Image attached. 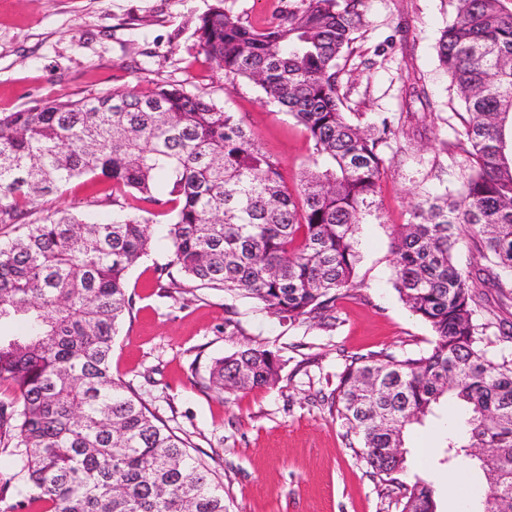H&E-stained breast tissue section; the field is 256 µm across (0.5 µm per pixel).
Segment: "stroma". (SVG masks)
Here are the masks:
<instances>
[{"label": "stroma", "instance_id": "obj_1", "mask_svg": "<svg viewBox=\"0 0 512 512\" xmlns=\"http://www.w3.org/2000/svg\"><path fill=\"white\" fill-rule=\"evenodd\" d=\"M211 3L0 0V113L167 81L241 114L295 185L310 153L302 127L255 85L225 78L194 46L195 24ZM452 12V0H372L353 54L340 63L350 110L402 114L403 130L402 151L386 160L380 180L383 216L359 229L357 286L338 300L335 326L288 327L240 299L244 332L225 335L223 293L201 290L183 301L157 288L155 269L170 259L162 239L128 273L133 313L114 340L112 374L191 439L223 483L227 512H396L394 496L349 448L325 398L349 356L430 346L429 326L392 287L393 227L407 222L418 193L461 184L458 168L439 151L462 109L434 50ZM409 74L434 108L413 94ZM110 191L108 182L76 179L39 201L38 214H83L94 200L93 210L108 215ZM254 341L281 356L279 382L218 396L209 383L212 362ZM442 434L438 419L408 433L403 479L431 481L438 512H480L485 480L477 467L468 468L456 496L448 494L453 469L440 462Z\"/></svg>", "mask_w": 512, "mask_h": 512}]
</instances>
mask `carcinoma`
I'll list each match as a JSON object with an SVG mask.
<instances>
[{"instance_id": "cac0c4a2", "label": "carcinoma", "mask_w": 512, "mask_h": 512, "mask_svg": "<svg viewBox=\"0 0 512 512\" xmlns=\"http://www.w3.org/2000/svg\"><path fill=\"white\" fill-rule=\"evenodd\" d=\"M369 0H298L261 27L214 0L192 36L224 76L255 84L304 129L310 157L295 190L243 116L174 84L135 87L0 114V447L13 458L0 502L44 512H225L224 490L188 441L112 376V342L132 313L127 275L148 255L153 220L124 213L136 193L167 217L171 260L157 280L186 293L254 301L280 323L336 324L354 286L356 236L379 213L384 153L402 117L345 111L339 61L352 55ZM465 110L454 141L461 189L417 196L397 225L392 287L433 333L425 352L381 350L346 360L329 410L349 445L384 482L406 470L408 432L461 411L445 462L471 449L486 480L481 512H512V352L491 351L487 330L512 344V9L505 0H456L436 44ZM112 183V216L33 205L76 178ZM465 243L466 263L458 259ZM282 359L261 343L216 359L220 394L280 379ZM431 485L405 488L400 512H436Z\"/></svg>"}]
</instances>
